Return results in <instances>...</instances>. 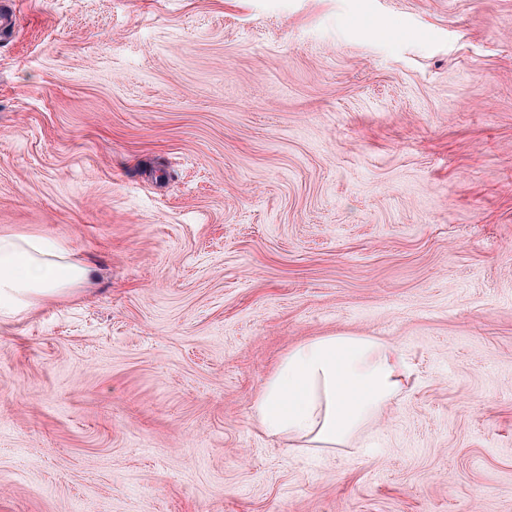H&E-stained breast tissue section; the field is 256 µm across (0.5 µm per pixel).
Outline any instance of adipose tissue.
Wrapping results in <instances>:
<instances>
[{
    "instance_id": "1",
    "label": "adipose tissue",
    "mask_w": 512,
    "mask_h": 512,
    "mask_svg": "<svg viewBox=\"0 0 512 512\" xmlns=\"http://www.w3.org/2000/svg\"><path fill=\"white\" fill-rule=\"evenodd\" d=\"M92 270L51 237L0 231V323L85 285ZM409 353L372 336H320L289 350L251 405L259 432L289 448L349 446L403 390Z\"/></svg>"
}]
</instances>
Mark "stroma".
Returning a JSON list of instances; mask_svg holds the SVG:
<instances>
[{
  "mask_svg": "<svg viewBox=\"0 0 512 512\" xmlns=\"http://www.w3.org/2000/svg\"><path fill=\"white\" fill-rule=\"evenodd\" d=\"M0 230L94 275L0 324V512H512V0H10ZM337 334L347 448L249 423ZM409 353L373 336H320L288 351L264 380L250 421L286 448L349 446L403 390Z\"/></svg>",
  "mask_w": 512,
  "mask_h": 512,
  "instance_id": "1",
  "label": "stroma"
}]
</instances>
